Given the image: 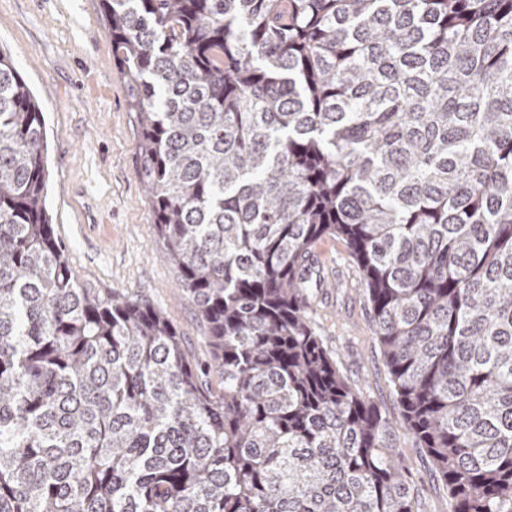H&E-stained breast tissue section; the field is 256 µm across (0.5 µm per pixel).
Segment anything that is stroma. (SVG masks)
I'll return each instance as SVG.
<instances>
[{"instance_id":"35a3bbf8","label":"stroma","mask_w":512,"mask_h":512,"mask_svg":"<svg viewBox=\"0 0 512 512\" xmlns=\"http://www.w3.org/2000/svg\"><path fill=\"white\" fill-rule=\"evenodd\" d=\"M0 49L34 91L49 150L47 208L65 258L85 288L150 301L179 329L189 355L207 356L204 328L176 287L177 270L139 178V128L126 77L112 55L100 0H0ZM311 322L347 382L397 415L366 299L347 247H316ZM397 444L422 512H448V493L426 451L400 431Z\"/></svg>"}]
</instances>
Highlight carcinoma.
<instances>
[{
  "label": "carcinoma",
  "mask_w": 512,
  "mask_h": 512,
  "mask_svg": "<svg viewBox=\"0 0 512 512\" xmlns=\"http://www.w3.org/2000/svg\"><path fill=\"white\" fill-rule=\"evenodd\" d=\"M101 4L211 359L74 278L0 52V512H420L307 316L327 238L448 512H512V0Z\"/></svg>",
  "instance_id": "cac0c4a2"
}]
</instances>
